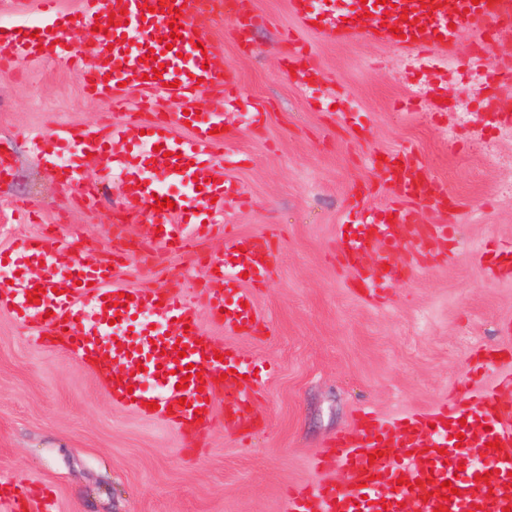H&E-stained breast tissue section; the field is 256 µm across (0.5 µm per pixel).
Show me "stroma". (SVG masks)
Here are the masks:
<instances>
[{"label":"stroma","instance_id":"35a3bbf8","mask_svg":"<svg viewBox=\"0 0 512 512\" xmlns=\"http://www.w3.org/2000/svg\"><path fill=\"white\" fill-rule=\"evenodd\" d=\"M248 3L263 22L251 26L246 44L232 34L234 15L192 25L232 64L240 95L227 106L206 92L196 101L197 111L223 110L231 130L215 158L239 199L220 222L275 246L268 281L256 293L261 321L252 335H226L206 309L198 311L202 330L277 366L252 438L242 441L219 423L187 456L180 434L113 404L97 369L36 343L32 326L0 309V480L51 489L53 512H284L288 486L333 471L327 445L362 408L391 418L465 388L512 403V386L502 383L512 373V275L478 261L485 248L512 244L506 114L469 96L445 56L411 68L377 41L306 30L289 0ZM290 33L307 44L322 83L303 87L284 72ZM413 96L414 111H400ZM257 104L267 121L255 128L249 109ZM107 116L124 120L111 101L85 96L68 60L0 68V143L11 153L9 175L0 179V253L16 237L56 232L118 259L114 282L148 288L135 249L151 233V215L113 235L118 217L110 204L85 210L77 203L98 160L83 159L80 179L64 185L31 148L32 135L54 123L84 127ZM384 151L419 153L459 207L446 217L450 244L412 255L414 277L369 300L336 260V227L365 223L393 201L374 165ZM353 192L364 203L349 217L344 202ZM21 201L38 206L37 222L19 218ZM157 275L190 299L210 284L205 268L181 255H162ZM483 349L497 350L496 361L480 365Z\"/></svg>","mask_w":512,"mask_h":512}]
</instances>
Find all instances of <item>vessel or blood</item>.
Masks as SVG:
<instances>
[{
	"mask_svg": "<svg viewBox=\"0 0 512 512\" xmlns=\"http://www.w3.org/2000/svg\"><path fill=\"white\" fill-rule=\"evenodd\" d=\"M198 0H86L72 16L62 15L57 0H40V19L18 28L0 29V61L25 57L42 62L72 54L68 36L90 33L97 68L82 60L74 67L83 89L125 109L123 123H105L85 129L59 124L53 133L38 135V154L66 157L65 180L77 176L78 158L95 155L122 170L125 191L112 206L125 219L150 208L165 190L155 189L143 176L150 168L163 174L183 168L203 181L191 198L174 195V207L154 211L155 233L149 244L161 252L186 254L192 241L219 232L224 211L222 165L212 158L214 149L227 144L222 113H199L194 102L200 90L230 101L236 89L232 66L212 43L189 24L198 13ZM345 13L319 11L314 0H292V8L305 27L329 32L353 42L362 38L395 47L408 55L430 57L433 52L453 54L458 26L482 28L477 45L486 50L492 23L512 14V0H348ZM125 14L127 27H110L109 17ZM180 25L181 36L172 46L161 39ZM284 66L303 70L304 83H317L321 71L308 62V49L289 39ZM143 89L135 105H128L124 87ZM180 102L189 115V136L176 140L167 113L160 104ZM384 186L392 188L398 206L373 212L368 223L338 226L336 239L341 263L367 297L387 295L408 270L406 251L431 242H444L452 234L448 224L418 226L413 208L426 204L432 213L448 209V194L433 182L418 157L386 156L379 165ZM273 246L264 237L224 235V250L208 256L205 267L217 287L207 289L211 318L226 333L251 335L257 316L255 290L266 284ZM51 261L56 275L32 277L42 261ZM16 277L12 288L0 292V307L26 320L39 331L42 344L63 347L75 358L115 361L117 369L104 376L113 403L148 414L179 433L202 438L217 421L225 425L255 416L258 391L274 372L272 364L231 348L223 360L213 336L198 326L196 307L185 297L156 285L132 289L122 300L112 283V264L92 249L75 252L64 237L45 234L16 239L7 256ZM42 287L38 302L27 299ZM150 311L165 320V330L135 324L134 315ZM120 332L104 338L110 321ZM185 355H178V348ZM148 353L150 377L136 372L140 353ZM201 372L188 376V366ZM337 477L291 487L285 512H503L512 505V404L491 394L453 400L432 409L409 413L392 421L363 413L353 430L341 433L329 445ZM476 457L488 479L459 470L463 459ZM455 489L449 500L439 495L442 482Z\"/></svg>",
	"mask_w": 512,
	"mask_h": 512,
	"instance_id": "1",
	"label": "vessel or blood"
}]
</instances>
